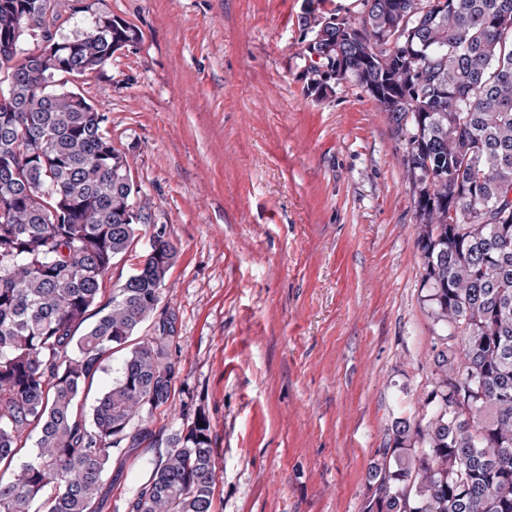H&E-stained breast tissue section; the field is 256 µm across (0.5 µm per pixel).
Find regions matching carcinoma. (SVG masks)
<instances>
[{
	"label": "carcinoma",
	"mask_w": 512,
	"mask_h": 512,
	"mask_svg": "<svg viewBox=\"0 0 512 512\" xmlns=\"http://www.w3.org/2000/svg\"><path fill=\"white\" fill-rule=\"evenodd\" d=\"M361 20L319 6L302 51L307 92L365 89L404 135L419 220L422 288L436 331L433 370L396 417L363 512H512V0H362ZM68 0H0V512H101L103 478L126 441L150 434L170 399L171 339L135 344L162 299L176 250L160 237L140 271L99 302L112 260L146 219L105 114L69 79L137 43L87 6L57 37ZM47 45L22 52L28 28ZM132 344L90 421L74 414L106 353ZM36 448L14 464L34 430ZM166 457L128 512H213L207 417L167 438Z\"/></svg>",
	"instance_id": "cac0c4a2"
}]
</instances>
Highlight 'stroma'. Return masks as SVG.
Instances as JSON below:
<instances>
[{
    "mask_svg": "<svg viewBox=\"0 0 512 512\" xmlns=\"http://www.w3.org/2000/svg\"><path fill=\"white\" fill-rule=\"evenodd\" d=\"M140 39L72 86L106 116L149 217L104 277L125 283L163 230L156 322L176 377L150 436L104 477L127 512L198 413L214 512H362L394 417L418 407L436 328L423 302L403 135L364 89L304 90L302 0H70Z\"/></svg>",
    "mask_w": 512,
    "mask_h": 512,
    "instance_id": "35a3bbf8",
    "label": "stroma"
}]
</instances>
